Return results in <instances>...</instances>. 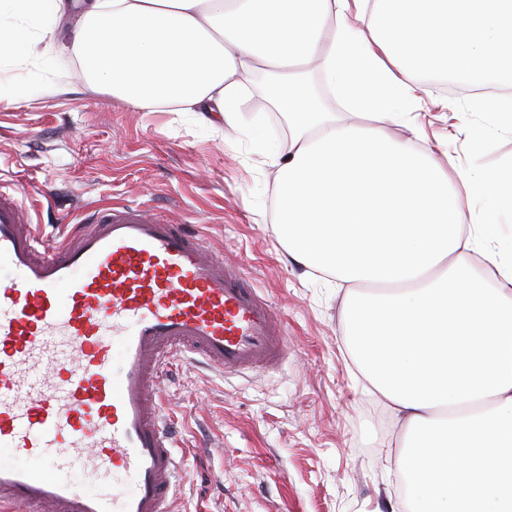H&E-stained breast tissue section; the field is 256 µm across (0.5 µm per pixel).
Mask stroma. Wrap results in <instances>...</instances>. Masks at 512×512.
Returning a JSON list of instances; mask_svg holds the SVG:
<instances>
[{"mask_svg": "<svg viewBox=\"0 0 512 512\" xmlns=\"http://www.w3.org/2000/svg\"><path fill=\"white\" fill-rule=\"evenodd\" d=\"M52 69H0L22 95L0 100V184L25 188L23 205L44 244L87 213L139 205L201 234L240 272L287 331L275 370L224 374L180 359L157 394L177 438V512H399L400 429L352 354L342 321L347 284L287 262L273 232L275 169L288 127L264 93L266 72L245 75L238 129L219 132L190 112H141L77 77L68 52ZM68 82L71 93L54 90ZM416 122L430 147L460 165L512 163V133L473 115L474 152L460 113L468 88L427 83ZM448 107L438 110L436 99Z\"/></svg>", "mask_w": 512, "mask_h": 512, "instance_id": "obj_1", "label": "stroma"}]
</instances>
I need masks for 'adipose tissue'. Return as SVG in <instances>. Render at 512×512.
<instances>
[{
    "instance_id": "obj_1",
    "label": "adipose tissue",
    "mask_w": 512,
    "mask_h": 512,
    "mask_svg": "<svg viewBox=\"0 0 512 512\" xmlns=\"http://www.w3.org/2000/svg\"><path fill=\"white\" fill-rule=\"evenodd\" d=\"M59 31L91 87L219 130L239 123L241 74L318 67L344 115L302 84L270 90L291 133L273 231L305 270L374 287L343 324L402 421L409 512H512V168L357 121L407 122L444 77L504 87L472 109L512 132V0H0V65Z\"/></svg>"
}]
</instances>
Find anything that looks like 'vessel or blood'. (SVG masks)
Instances as JSON below:
<instances>
[{
  "instance_id": "b4317fda",
  "label": "vessel or blood",
  "mask_w": 512,
  "mask_h": 512,
  "mask_svg": "<svg viewBox=\"0 0 512 512\" xmlns=\"http://www.w3.org/2000/svg\"><path fill=\"white\" fill-rule=\"evenodd\" d=\"M0 512H176L178 465L154 389L188 355L276 367L287 333L202 238L132 205L53 246L0 189ZM111 479L112 491L97 487Z\"/></svg>"
}]
</instances>
